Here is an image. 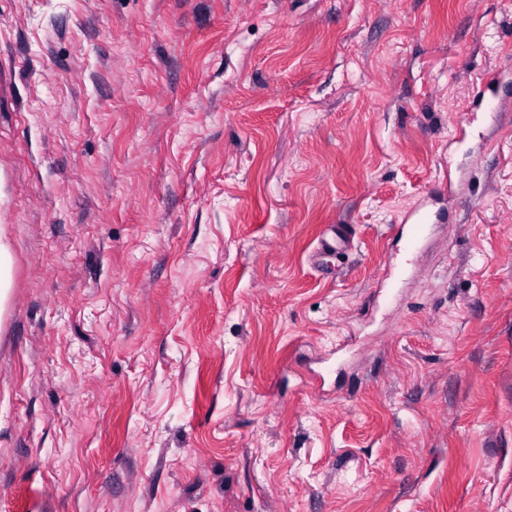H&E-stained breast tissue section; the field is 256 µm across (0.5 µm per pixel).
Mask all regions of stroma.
Returning <instances> with one entry per match:
<instances>
[{"instance_id": "35a3bbf8", "label": "stroma", "mask_w": 512, "mask_h": 512, "mask_svg": "<svg viewBox=\"0 0 512 512\" xmlns=\"http://www.w3.org/2000/svg\"><path fill=\"white\" fill-rule=\"evenodd\" d=\"M509 53L512 0H0V512H512ZM480 105L484 112L497 113L511 111L512 97L510 88L503 86L494 78L480 90ZM422 208H418L404 216L402 220L403 226H409V232L407 236V248L413 249L419 245L423 240L429 221V217L425 212L421 211ZM14 241L8 230L0 227V314L12 287ZM350 248V242L347 237L337 227L330 226L325 229L318 239L317 248L315 250V258L313 264L323 275H329L323 267L321 257L324 255H336L346 252Z\"/></svg>"}]
</instances>
